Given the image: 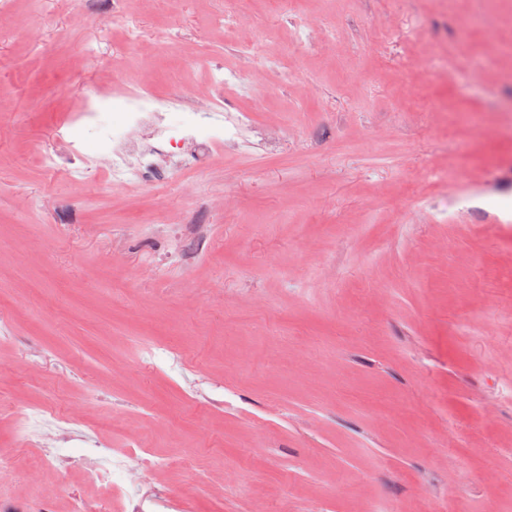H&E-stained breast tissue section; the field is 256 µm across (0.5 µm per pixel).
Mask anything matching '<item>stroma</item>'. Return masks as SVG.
Returning <instances> with one entry per match:
<instances>
[{
	"mask_svg": "<svg viewBox=\"0 0 512 512\" xmlns=\"http://www.w3.org/2000/svg\"><path fill=\"white\" fill-rule=\"evenodd\" d=\"M223 10L0 0V512L84 490L35 495L28 404L86 410L73 457L153 453L144 512H512V0ZM214 67L243 87L225 111L267 105L197 172L113 184L94 130L73 158L88 86L108 123L137 82L203 110Z\"/></svg>",
	"mask_w": 512,
	"mask_h": 512,
	"instance_id": "obj_1",
	"label": "stroma"
}]
</instances>
